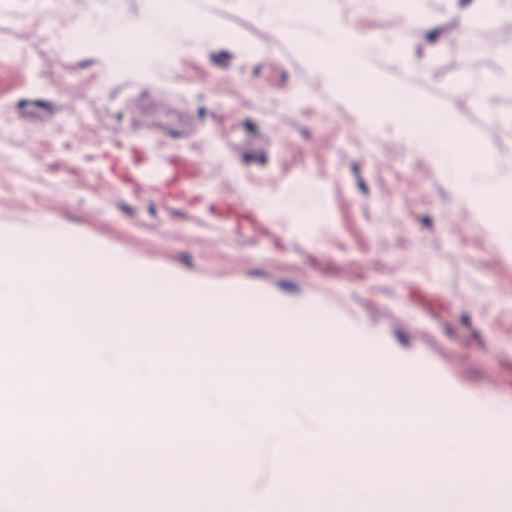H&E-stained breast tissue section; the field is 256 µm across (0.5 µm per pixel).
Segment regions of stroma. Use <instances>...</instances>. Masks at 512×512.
<instances>
[{"mask_svg":"<svg viewBox=\"0 0 512 512\" xmlns=\"http://www.w3.org/2000/svg\"><path fill=\"white\" fill-rule=\"evenodd\" d=\"M198 21L145 67L114 64L102 43L72 53L77 22L110 30L161 6ZM339 25L372 38L341 77L326 66L313 13L278 0H0V225L54 234L62 248L138 259L161 288L224 285L228 306L280 302L369 332L399 376L440 400L480 396L512 408V246L457 197L435 159L387 122L369 121L353 79L411 87L457 115L470 142L512 163V97L485 95L505 73L512 0L497 23L462 26L460 0H326ZM281 12L284 34L256 22ZM318 47L315 55L306 46ZM154 159L178 151L224 192L265 214L262 227L113 186V142ZM446 482V512H471L482 487ZM223 512H318L319 492Z\"/></svg>","mask_w":512,"mask_h":512,"instance_id":"35a3bbf8","label":"stroma"}]
</instances>
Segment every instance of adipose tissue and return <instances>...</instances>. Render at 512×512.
<instances>
[{"mask_svg":"<svg viewBox=\"0 0 512 512\" xmlns=\"http://www.w3.org/2000/svg\"><path fill=\"white\" fill-rule=\"evenodd\" d=\"M189 27L185 16L169 12L117 17L112 21L115 35L122 39L126 54L132 56L138 54L144 37L171 43L186 35ZM370 112L397 114L400 131L435 157L440 170L453 179L459 200L473 211L487 214L490 199L512 197V178L488 165L486 149L468 143L453 114L438 111L427 102H416L406 91L401 92L398 102L371 107Z\"/></svg>","mask_w":512,"mask_h":512,"instance_id":"ef3b65f1","label":"adipose tissue"}]
</instances>
